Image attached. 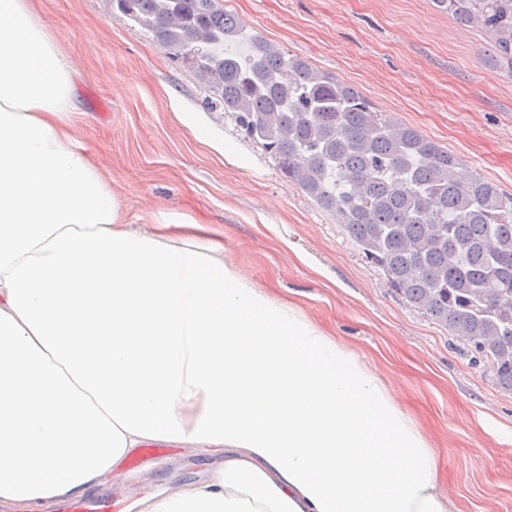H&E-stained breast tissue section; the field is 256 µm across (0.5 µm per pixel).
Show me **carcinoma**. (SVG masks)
Returning a JSON list of instances; mask_svg holds the SVG:
<instances>
[{
    "label": "carcinoma",
    "mask_w": 512,
    "mask_h": 512,
    "mask_svg": "<svg viewBox=\"0 0 512 512\" xmlns=\"http://www.w3.org/2000/svg\"><path fill=\"white\" fill-rule=\"evenodd\" d=\"M488 39L512 78V0H432ZM188 64L222 108L338 223L389 288L448 329L512 392V193L466 177L448 150L379 111L352 84L241 26L223 0H112Z\"/></svg>",
    "instance_id": "1"
}]
</instances>
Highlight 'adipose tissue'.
I'll return each mask as SVG.
<instances>
[{"mask_svg": "<svg viewBox=\"0 0 512 512\" xmlns=\"http://www.w3.org/2000/svg\"><path fill=\"white\" fill-rule=\"evenodd\" d=\"M75 98L29 0H0V505L52 512L162 443L217 467L141 512H457L364 356L243 275L212 225L126 223Z\"/></svg>", "mask_w": 512, "mask_h": 512, "instance_id": "ef3b65f1", "label": "adipose tissue"}]
</instances>
